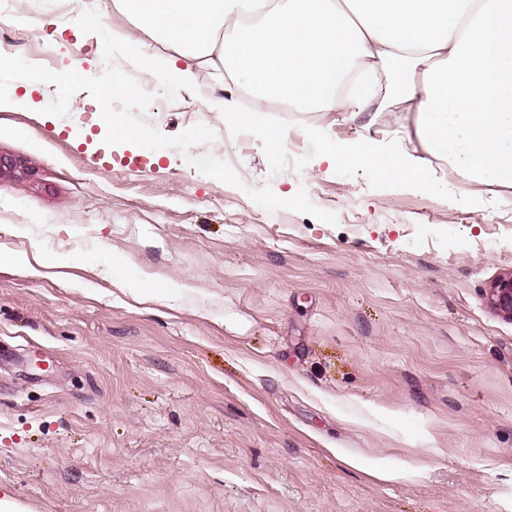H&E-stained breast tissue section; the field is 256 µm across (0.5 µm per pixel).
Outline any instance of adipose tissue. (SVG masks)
I'll use <instances>...</instances> for the list:
<instances>
[{
    "mask_svg": "<svg viewBox=\"0 0 512 512\" xmlns=\"http://www.w3.org/2000/svg\"><path fill=\"white\" fill-rule=\"evenodd\" d=\"M137 29L184 63L257 91L302 90L323 112L385 111V101L334 95L349 72L391 67L408 105L412 150L371 142L327 161L419 184L446 186L430 170L446 159L463 185L512 187V0H118Z\"/></svg>",
    "mask_w": 512,
    "mask_h": 512,
    "instance_id": "obj_1",
    "label": "adipose tissue"
}]
</instances>
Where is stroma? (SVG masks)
<instances>
[{"mask_svg":"<svg viewBox=\"0 0 512 512\" xmlns=\"http://www.w3.org/2000/svg\"><path fill=\"white\" fill-rule=\"evenodd\" d=\"M87 5L171 59L113 0L69 19L16 0L0 32L31 63L96 77L102 40L75 21ZM192 82L208 103L160 92L142 114L168 137L215 131L186 154L105 145L88 91L57 117L55 85L9 86L0 155L30 174L0 177V252L36 264L0 266V498L18 512H512V320L486 298L512 271V188L431 197L325 162L390 140L401 104L269 108L254 126L247 85ZM190 154L228 162L242 187ZM266 184L305 190L336 224L266 211L248 195Z\"/></svg>","mask_w":512,"mask_h":512,"instance_id":"stroma-1","label":"stroma"}]
</instances>
